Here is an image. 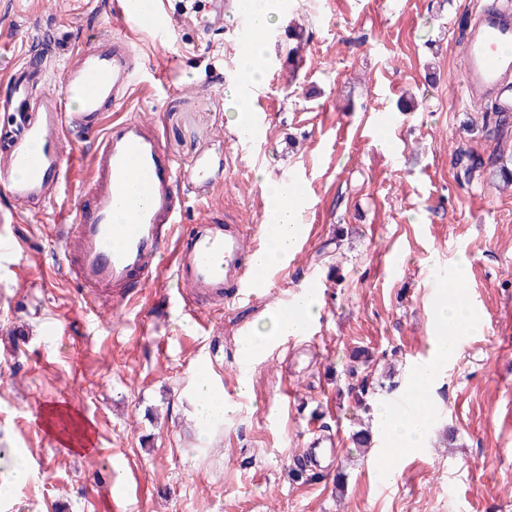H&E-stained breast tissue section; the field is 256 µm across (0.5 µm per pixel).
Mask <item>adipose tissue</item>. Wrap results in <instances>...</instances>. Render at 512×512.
Listing matches in <instances>:
<instances>
[{
  "mask_svg": "<svg viewBox=\"0 0 512 512\" xmlns=\"http://www.w3.org/2000/svg\"><path fill=\"white\" fill-rule=\"evenodd\" d=\"M266 195L279 209L268 232V244L255 255L258 270H266L292 252L296 246L302 217L294 208L280 206V192L267 186ZM319 312V304L312 297L300 298L288 313L273 316L267 327L246 339L244 353H263L268 344L279 336L302 335L306 324ZM437 334L433 338L432 362L439 365L451 361L458 351L460 336L478 332L479 320L466 298L443 293L435 310ZM195 415L198 420L211 421L231 415L234 402L217 389L208 373H198L194 383ZM429 429V418L417 410L383 408L378 415V430L391 447L407 453L422 448Z\"/></svg>",
  "mask_w": 512,
  "mask_h": 512,
  "instance_id": "ef3b65f1",
  "label": "adipose tissue"
}]
</instances>
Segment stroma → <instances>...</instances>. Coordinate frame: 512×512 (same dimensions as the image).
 Returning <instances> with one entry per match:
<instances>
[{
  "mask_svg": "<svg viewBox=\"0 0 512 512\" xmlns=\"http://www.w3.org/2000/svg\"><path fill=\"white\" fill-rule=\"evenodd\" d=\"M112 2L0 0V61L49 50L63 25L80 47L129 38L138 69L95 129L64 133L75 155L53 200L26 212L0 193V236L16 245L0 252V447L28 460L0 512H512V188L489 170L465 181L455 164L458 149L484 157L496 146L512 169V126L485 127L486 106L461 89L462 41L495 0H286L252 100L261 130L247 142L225 94L242 55L237 14L217 29L187 11L161 39L119 20ZM298 27L302 64L290 69L286 34ZM379 113L394 118L395 141H365ZM118 117L154 119L183 172L202 150H227L211 199L180 186L186 229L207 207L254 231L269 222L264 181H306L299 260L270 268L252 299L193 312L167 250L134 302L96 317L57 240L91 179L94 143ZM463 258L482 331L437 371L426 446L383 481L377 409L400 405L427 362L436 299ZM312 278L313 332L242 354L245 336ZM356 349L369 364L352 363ZM201 369L237 403L222 423L194 416ZM360 384L375 408L359 407ZM288 387L299 405L286 412ZM86 426L91 452H62L64 436ZM363 428L370 445L360 450L351 436ZM331 433L333 469L297 474L294 457Z\"/></svg>",
  "mask_w": 512,
  "mask_h": 512,
  "instance_id": "35a3bbf8",
  "label": "stroma"
}]
</instances>
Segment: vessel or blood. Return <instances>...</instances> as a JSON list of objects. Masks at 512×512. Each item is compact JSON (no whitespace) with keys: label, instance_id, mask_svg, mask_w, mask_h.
Returning a JSON list of instances; mask_svg holds the SVG:
<instances>
[{"label":"vessel or blood","instance_id":"b4317fda","mask_svg":"<svg viewBox=\"0 0 512 512\" xmlns=\"http://www.w3.org/2000/svg\"><path fill=\"white\" fill-rule=\"evenodd\" d=\"M52 46L71 59L60 92L44 91L37 60L11 64L0 75V112L14 117L10 138L0 143V178L21 206L47 200L58 189L66 162L61 128L91 129L102 112L126 97L136 75L135 51L126 38L103 36L78 50L60 29ZM461 69L468 100L512 112V0H496L478 13L461 46ZM211 165V155H203L195 170L182 175L151 121L126 118L107 127L93 153L89 197L73 208L61 246L69 272L102 307L129 301L132 276L149 282L171 241L174 273L188 291V307L253 295L261 278L239 230L204 218L195 233L176 235L183 208L178 186L185 181L197 196H209L224 184L223 173ZM132 182L140 198L131 204L127 223H115V202Z\"/></svg>","mask_w":512,"mask_h":512}]
</instances>
